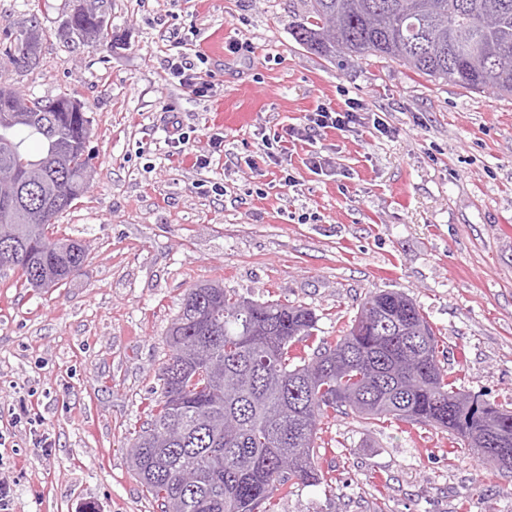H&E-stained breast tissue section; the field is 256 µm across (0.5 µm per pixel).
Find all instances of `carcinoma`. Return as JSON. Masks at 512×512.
<instances>
[{"mask_svg": "<svg viewBox=\"0 0 512 512\" xmlns=\"http://www.w3.org/2000/svg\"><path fill=\"white\" fill-rule=\"evenodd\" d=\"M104 0H87L82 40L104 38ZM293 32L306 49L345 61L377 56L434 80L512 96V0H302ZM40 45L28 30L0 45V59L18 67L37 62ZM54 101L28 96L20 119L0 122V172H16L14 196L40 216L35 225L0 232V268L38 287L79 273L86 245L49 236L59 214L86 192V112H60ZM36 136L40 152L22 148ZM213 285L187 289L166 333L170 349L159 368L160 393L147 426L130 443L132 470L160 512H272V500L294 484L316 485L315 441L336 413L363 419L425 423L448 431L477 458L512 471V409L465 393L440 366L439 342L407 295L380 290L359 304L352 324L309 354L297 346L318 321L303 305L256 301ZM478 405L461 419L463 402Z\"/></svg>", "mask_w": 512, "mask_h": 512, "instance_id": "carcinoma-1", "label": "carcinoma"}]
</instances>
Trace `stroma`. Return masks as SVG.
Wrapping results in <instances>:
<instances>
[{
  "instance_id": "obj_1",
  "label": "stroma",
  "mask_w": 512,
  "mask_h": 512,
  "mask_svg": "<svg viewBox=\"0 0 512 512\" xmlns=\"http://www.w3.org/2000/svg\"><path fill=\"white\" fill-rule=\"evenodd\" d=\"M69 5L0 0L1 38L34 19L45 32L36 66L0 63V87L80 101L95 168L54 228L89 245L81 273L52 288L0 273L8 512H159L126 448L186 290L213 280L311 308L328 341L369 293L404 292L457 386L512 408V96L311 53L292 36L301 0H108L93 45L63 31ZM198 52L207 97L167 70ZM349 99L364 127L288 142L278 166L231 163ZM175 122L199 150L222 128L225 154L195 167L166 142ZM317 444L322 484L293 486L274 512H512V472L435 426L340 414Z\"/></svg>"
}]
</instances>
